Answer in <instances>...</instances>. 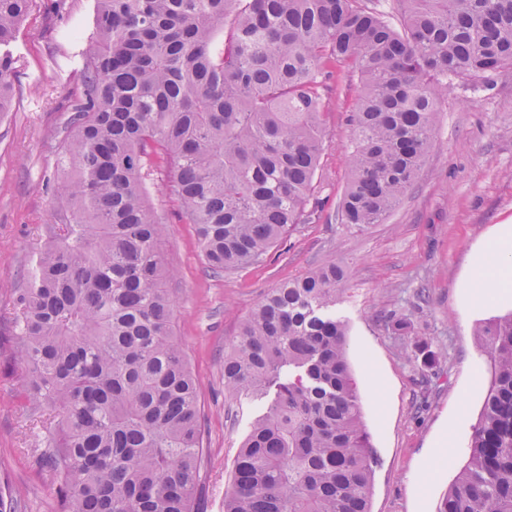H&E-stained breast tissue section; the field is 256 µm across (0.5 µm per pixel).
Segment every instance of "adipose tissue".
<instances>
[{"label": "adipose tissue", "mask_w": 512, "mask_h": 512, "mask_svg": "<svg viewBox=\"0 0 512 512\" xmlns=\"http://www.w3.org/2000/svg\"><path fill=\"white\" fill-rule=\"evenodd\" d=\"M467 283L480 299L512 296L511 225H501L495 235L475 249Z\"/></svg>", "instance_id": "1"}]
</instances>
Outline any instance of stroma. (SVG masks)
<instances>
[{"label":"stroma","instance_id":"35a3bbf8","mask_svg":"<svg viewBox=\"0 0 512 512\" xmlns=\"http://www.w3.org/2000/svg\"><path fill=\"white\" fill-rule=\"evenodd\" d=\"M94 0H32L10 45L15 99L0 112V482L26 512H57L42 464L49 412L24 392L26 365L14 340V310L32 261L49 239L60 206L58 164L70 105L81 89ZM325 129L321 170L305 221L263 263L212 274L193 225L180 222L163 169L148 179L150 202L166 218L165 248L176 272L174 332L195 377L207 450L200 512H224V488L262 401L224 395V344L280 282L334 259L349 269L336 315L349 325L348 356L364 418L379 456L370 512H436L464 465L490 379L474 327L512 308L474 301L465 276L476 245L512 220V69L487 72L449 90L435 147L405 198L384 223H337L349 175L347 117L362 87L344 63L321 77ZM409 317L443 359L420 405V365L408 361L385 315ZM450 455L432 458L440 436Z\"/></svg>","mask_w":512,"mask_h":512}]
</instances>
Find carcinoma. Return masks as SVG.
<instances>
[{
    "mask_svg": "<svg viewBox=\"0 0 512 512\" xmlns=\"http://www.w3.org/2000/svg\"><path fill=\"white\" fill-rule=\"evenodd\" d=\"M31 0H0V112ZM96 0L59 165L61 223L16 308L29 398L53 412L44 461L58 512H194L205 448L173 332L166 170L214 274L262 262L303 223L325 131L321 82L344 60L362 92L336 219L382 224L435 145L450 82L512 68V0ZM329 261L271 289L225 343L224 391L268 400L238 449L224 512H370L377 454L336 317ZM408 359L437 362L405 317ZM491 367L466 463L437 512H512V311L476 325ZM0 512L24 501L0 488Z\"/></svg>",
    "mask_w": 512,
    "mask_h": 512,
    "instance_id": "1",
    "label": "carcinoma"
}]
</instances>
